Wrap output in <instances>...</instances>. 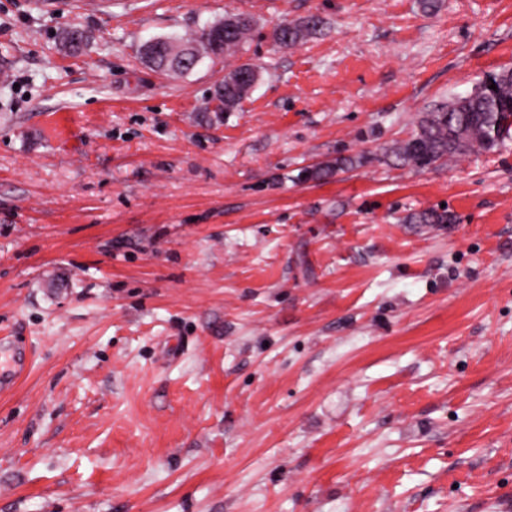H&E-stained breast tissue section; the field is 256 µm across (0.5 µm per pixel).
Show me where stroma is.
Segmentation results:
<instances>
[{
	"instance_id": "stroma-1",
	"label": "stroma",
	"mask_w": 512,
	"mask_h": 512,
	"mask_svg": "<svg viewBox=\"0 0 512 512\" xmlns=\"http://www.w3.org/2000/svg\"><path fill=\"white\" fill-rule=\"evenodd\" d=\"M3 61L0 512H512V135L385 155L512 70V0H0ZM246 17V18H245ZM244 15H229L224 16V19L213 22L210 26V32L207 37L204 32L198 37H167L160 40L161 45H166L173 41L183 42L186 45L196 43L200 55V63L208 59L212 65L224 62V57L235 53L246 41L247 36L251 30L252 24ZM223 20H224V35L223 33ZM320 24L321 20L316 16H311L297 23L284 24L277 41L282 45H293L306 36L315 33ZM247 73L251 76L248 81L239 82L238 76ZM257 72L254 68L243 65L224 76V82L221 83L215 91V96L211 101H218L223 104L215 106L213 112H230L235 109L241 101L247 97L251 91L250 81L257 79ZM4 359L8 360V366L5 368ZM26 368L25 359L9 355L0 349V391L10 390L20 378Z\"/></svg>"
}]
</instances>
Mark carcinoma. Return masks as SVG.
Segmentation results:
<instances>
[{
  "instance_id": "obj_1",
  "label": "carcinoma",
  "mask_w": 512,
  "mask_h": 512,
  "mask_svg": "<svg viewBox=\"0 0 512 512\" xmlns=\"http://www.w3.org/2000/svg\"><path fill=\"white\" fill-rule=\"evenodd\" d=\"M321 24L316 16L297 23H287L281 29L278 42L293 45L315 33ZM252 24L245 16L229 15L210 26L208 35L198 37H167L161 45L179 41L186 45L197 44L200 60L211 64L224 61V57L235 53L246 41ZM65 44L73 53L81 52L88 37L78 29L65 33ZM147 63L167 74H180L182 70L165 62V54L143 52ZM247 73L257 79L254 68L243 65L224 76L215 91L213 100L217 112L235 109L251 91L250 82L238 81V76ZM495 88L483 84L474 93L456 97L446 103L435 104L419 118L414 134L391 149L393 158L403 166L426 169L445 160L472 153L495 150L503 137L512 130V70H504L493 79ZM452 217L433 209H426L409 217L411 224H449Z\"/></svg>"
}]
</instances>
